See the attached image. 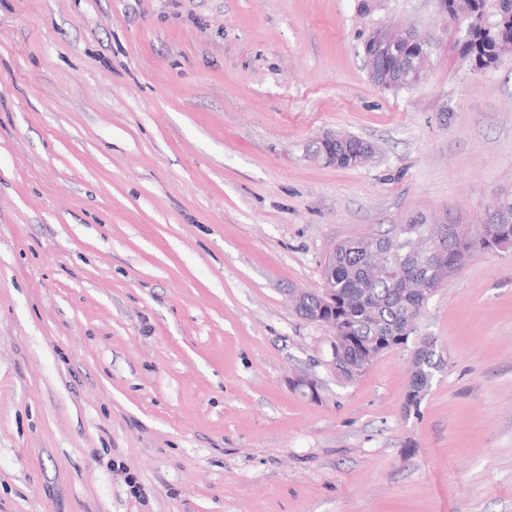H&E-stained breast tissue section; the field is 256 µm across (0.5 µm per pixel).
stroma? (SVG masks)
<instances>
[{
    "instance_id": "obj_1",
    "label": "stroma",
    "mask_w": 512,
    "mask_h": 512,
    "mask_svg": "<svg viewBox=\"0 0 512 512\" xmlns=\"http://www.w3.org/2000/svg\"><path fill=\"white\" fill-rule=\"evenodd\" d=\"M383 24L422 83L370 81ZM455 40L434 0H0V512H512V253L428 302L415 408L409 349L344 379L289 301L512 186V57ZM373 31L369 33L363 45V52L367 58L368 76L376 87L386 88L388 74L380 62L388 54L400 53L402 49L423 42L425 38L413 28L393 30L391 27H384L383 35L377 38H373ZM330 137L336 141V137L343 138L344 136L334 135ZM364 143H366L364 140L353 136H348L345 146L338 144L337 141L336 145H332L326 140H321L317 143L315 155L326 162L325 164L327 165H334L337 168H355L358 166L354 162H350V159L358 155ZM340 155H344L345 158H342ZM436 344L432 351H425L419 355H411L410 371H413V376L410 381L411 389L415 392L407 393V401L411 405H417L421 400L422 395L430 385L433 376V371L439 368L440 359L435 360L437 356ZM439 357V355H438Z\"/></svg>"
}]
</instances>
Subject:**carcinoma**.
Segmentation results:
<instances>
[{
  "label": "carcinoma",
  "instance_id": "cac0c4a2",
  "mask_svg": "<svg viewBox=\"0 0 512 512\" xmlns=\"http://www.w3.org/2000/svg\"><path fill=\"white\" fill-rule=\"evenodd\" d=\"M505 13L512 14V0H448V25L470 34L467 40H457L459 54L473 57L480 68L496 66L501 44L512 43V17L503 18ZM363 144L353 136L344 145L322 140L315 155L328 165L354 168L351 158ZM401 228L394 224L385 233L354 236L336 244V270L328 275L329 287L336 290V327L343 329L344 336L336 354L350 364L407 344L409 336L402 335L406 316L422 313L428 304L422 296L428 263L402 246ZM480 228V244L460 243L445 256L452 271H459L477 255L512 250V190L496 197L484 212ZM381 242L390 248L384 257L376 251ZM436 356L435 349L411 356L409 404H418L429 387L433 371L439 368Z\"/></svg>",
  "mask_w": 512,
  "mask_h": 512
}]
</instances>
